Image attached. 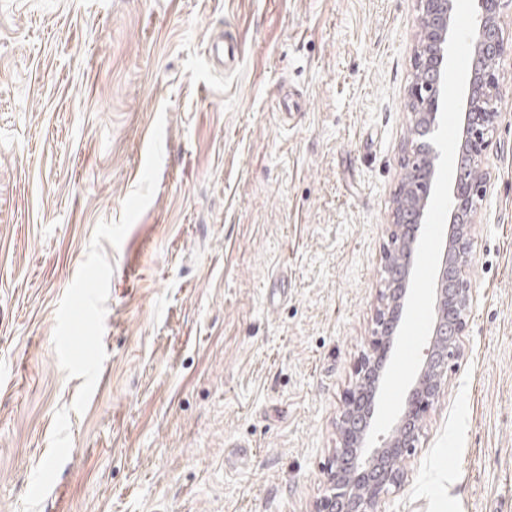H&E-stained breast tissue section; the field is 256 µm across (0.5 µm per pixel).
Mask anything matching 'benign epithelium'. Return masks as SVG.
Instances as JSON below:
<instances>
[{
  "mask_svg": "<svg viewBox=\"0 0 512 512\" xmlns=\"http://www.w3.org/2000/svg\"><path fill=\"white\" fill-rule=\"evenodd\" d=\"M417 35L414 76L404 104L412 124L406 168L392 208L384 243L386 278L379 291L376 329L369 349L355 367L339 418V445L327 472L326 494L315 512H381L390 490L401 486V464L419 441L424 413L438 400L449 362L460 357L472 302L469 271L474 266L472 236L482 202L491 184L487 154L503 118V83L499 61L512 55V40L503 32V18L512 0H478L480 8L473 57L463 101L455 153L449 211L450 242L436 280V322L423 366L413 382L404 410L391 436L367 452L366 432L374 412V394L402 324L411 282L420 224L424 223L436 178L438 154L430 143L441 112L442 75L453 0H415Z\"/></svg>",
  "mask_w": 512,
  "mask_h": 512,
  "instance_id": "benign-epithelium-1",
  "label": "benign epithelium"
}]
</instances>
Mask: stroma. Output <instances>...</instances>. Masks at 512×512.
<instances>
[{
	"instance_id": "obj_1",
	"label": "stroma",
	"mask_w": 512,
	"mask_h": 512,
	"mask_svg": "<svg viewBox=\"0 0 512 512\" xmlns=\"http://www.w3.org/2000/svg\"><path fill=\"white\" fill-rule=\"evenodd\" d=\"M415 0H0V512L82 378L56 309L116 221L106 359L39 512H314L375 328ZM229 32L235 68L211 69ZM472 305L383 512H512V56Z\"/></svg>"
}]
</instances>
